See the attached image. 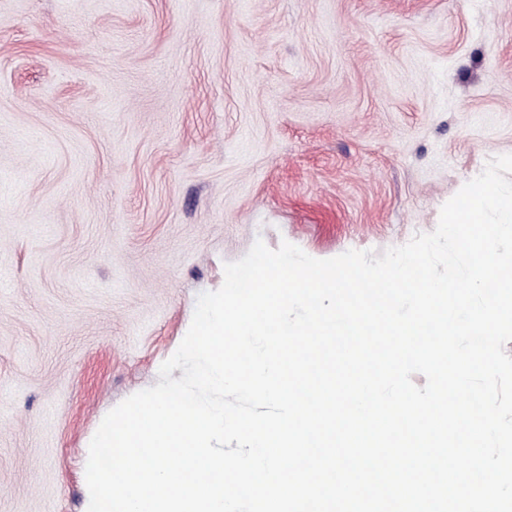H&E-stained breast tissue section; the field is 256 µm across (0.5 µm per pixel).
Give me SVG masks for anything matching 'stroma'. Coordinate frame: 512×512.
<instances>
[{
    "label": "stroma",
    "mask_w": 512,
    "mask_h": 512,
    "mask_svg": "<svg viewBox=\"0 0 512 512\" xmlns=\"http://www.w3.org/2000/svg\"><path fill=\"white\" fill-rule=\"evenodd\" d=\"M512 154V0H0V512H82L255 241L383 253Z\"/></svg>",
    "instance_id": "1"
}]
</instances>
